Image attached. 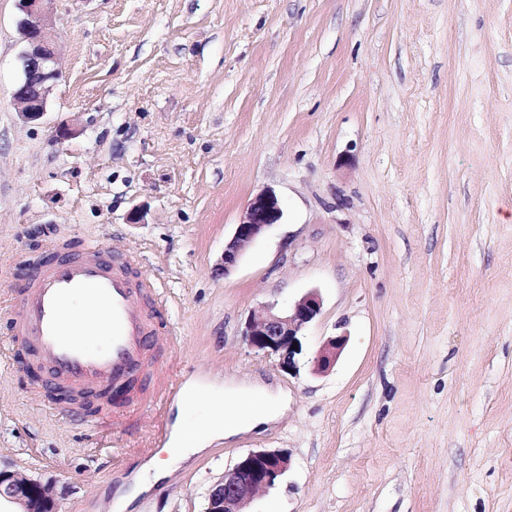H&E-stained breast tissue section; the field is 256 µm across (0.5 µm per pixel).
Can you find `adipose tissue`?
<instances>
[{
  "label": "adipose tissue",
  "mask_w": 512,
  "mask_h": 512,
  "mask_svg": "<svg viewBox=\"0 0 512 512\" xmlns=\"http://www.w3.org/2000/svg\"><path fill=\"white\" fill-rule=\"evenodd\" d=\"M283 395L262 387L211 390L207 401H200L196 387H189L182 400L183 410H196L192 427L177 424L163 455L154 457L146 466L148 478H135L128 493L117 502L128 505L141 493L149 491L153 482L167 477L173 460H185L203 452L218 439L275 421L286 409Z\"/></svg>",
  "instance_id": "adipose-tissue-1"
}]
</instances>
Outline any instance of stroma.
Masks as SVG:
<instances>
[{"label": "stroma", "mask_w": 512, "mask_h": 512, "mask_svg": "<svg viewBox=\"0 0 512 512\" xmlns=\"http://www.w3.org/2000/svg\"><path fill=\"white\" fill-rule=\"evenodd\" d=\"M63 76L12 105L17 0H0V345L52 236L134 256L201 389L261 384L269 427L175 463L128 512H205L225 469L284 449L252 512H512V0H53ZM283 217L226 276L248 202ZM141 223H130L133 210ZM314 292L299 370L243 332ZM346 343L324 373L313 362ZM0 355V468L58 512H115L161 450L156 394L106 429Z\"/></svg>", "instance_id": "obj_1"}]
</instances>
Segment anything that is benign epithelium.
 <instances>
[{
    "instance_id": "benign-epithelium-1",
    "label": "benign epithelium",
    "mask_w": 512,
    "mask_h": 512,
    "mask_svg": "<svg viewBox=\"0 0 512 512\" xmlns=\"http://www.w3.org/2000/svg\"><path fill=\"white\" fill-rule=\"evenodd\" d=\"M20 15L17 29L23 49L19 55L21 76L12 94L17 112L28 121L41 119L50 95L62 76L61 49L49 11L51 0H17ZM283 211L277 196L265 190L255 195L236 224L217 271L229 275L245 250L272 226L280 223ZM321 311L319 296L308 293L286 312L265 305L247 319L244 336L249 345L278 358L281 369L297 372L296 356L302 352L303 330ZM345 343V337L330 339L318 355L315 366L328 370ZM290 457L282 450H253L226 471L210 488V512H248V505L275 485L289 469ZM21 501L27 512H57L54 486L30 479L15 481L14 472L0 469V498Z\"/></svg>"
}]
</instances>
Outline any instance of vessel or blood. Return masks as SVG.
Here are the masks:
<instances>
[{
	"label": "vessel or blood",
	"mask_w": 512,
	"mask_h": 512,
	"mask_svg": "<svg viewBox=\"0 0 512 512\" xmlns=\"http://www.w3.org/2000/svg\"><path fill=\"white\" fill-rule=\"evenodd\" d=\"M85 298L103 314L94 318L103 345L74 337L64 309ZM10 346L26 350L72 404L99 398V409L128 404L131 389L155 372L150 338L166 306L135 259L98 244L50 241L8 304Z\"/></svg>",
	"instance_id": "obj_1"
}]
</instances>
